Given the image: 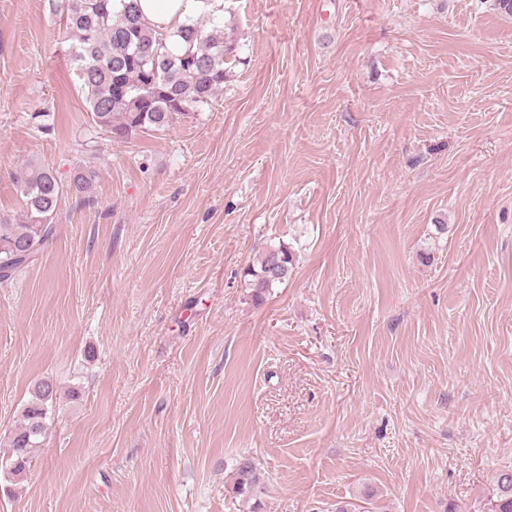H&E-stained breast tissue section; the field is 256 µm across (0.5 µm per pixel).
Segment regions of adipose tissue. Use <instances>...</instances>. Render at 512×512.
<instances>
[{
	"instance_id": "adipose-tissue-1",
	"label": "adipose tissue",
	"mask_w": 512,
	"mask_h": 512,
	"mask_svg": "<svg viewBox=\"0 0 512 512\" xmlns=\"http://www.w3.org/2000/svg\"><path fill=\"white\" fill-rule=\"evenodd\" d=\"M142 19L155 32L166 37L171 50L182 47L177 30L189 19L208 14L220 19L224 16V0H138Z\"/></svg>"
}]
</instances>
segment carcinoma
Segmentation results:
<instances>
[{
	"instance_id": "cac0c4a2",
	"label": "carcinoma",
	"mask_w": 512,
	"mask_h": 512,
	"mask_svg": "<svg viewBox=\"0 0 512 512\" xmlns=\"http://www.w3.org/2000/svg\"><path fill=\"white\" fill-rule=\"evenodd\" d=\"M58 0L66 29L74 36L82 92L96 128L124 142L144 130L161 131L181 116L209 105L224 89L225 64L238 46L229 43L224 23L189 20L178 31L184 44L170 51L166 39L141 19L137 0ZM97 173L80 167L64 184L47 168L24 166L13 174L24 197L21 224H0V282L15 279L54 240L59 199L68 193L86 197ZM296 254L282 243L265 247L244 270V283L256 299L288 278ZM57 389L48 379L37 381L24 405L20 424L7 438L8 456H0V472L23 476L33 452L43 445ZM265 472L250 457L241 458L230 476L231 492L253 499L265 489ZM477 512H512V467L500 469Z\"/></svg>"
}]
</instances>
